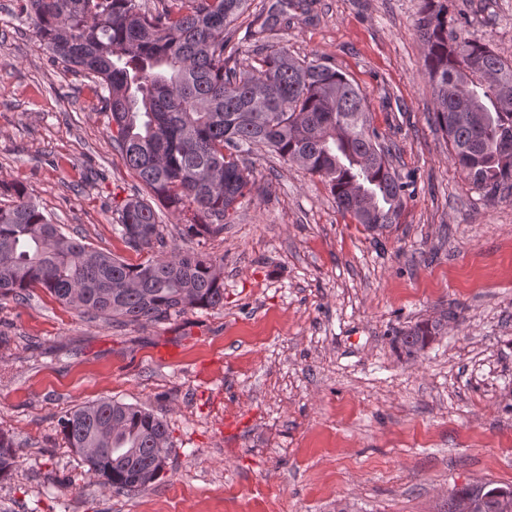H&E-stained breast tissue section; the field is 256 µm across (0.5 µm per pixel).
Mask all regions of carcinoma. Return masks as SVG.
I'll return each mask as SVG.
<instances>
[{
    "label": "carcinoma",
    "mask_w": 512,
    "mask_h": 512,
    "mask_svg": "<svg viewBox=\"0 0 512 512\" xmlns=\"http://www.w3.org/2000/svg\"><path fill=\"white\" fill-rule=\"evenodd\" d=\"M307 12L304 0H282L261 22L265 35ZM250 0H170L145 12L137 0H24L23 13L51 56L98 78L97 95L117 133L112 147L151 195L188 221L185 235L224 231L251 194V155L265 148L322 177L339 208L373 232L399 223L410 196L389 161L360 88L319 60L285 46L259 48L244 66L229 33ZM433 87L435 124L454 164L489 198L512 194V61L468 30L448 26L428 0L416 22ZM0 207V296L24 300L40 287L92 319L123 324L168 320L189 310L224 306V275L204 252L177 249L139 264L89 248L52 223L35 197L14 188ZM121 237L134 250L159 238L158 215L145 198L119 212ZM442 320L399 333L409 357L441 335ZM73 448L104 484L135 492L151 486L171 452L166 422L154 411L117 400L85 404L60 417ZM13 440L0 433V478L15 467ZM512 489L462 487L474 512H499Z\"/></svg>",
    "instance_id": "obj_1"
}]
</instances>
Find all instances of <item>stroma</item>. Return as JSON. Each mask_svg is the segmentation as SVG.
I'll list each match as a JSON object with an SVG mask.
<instances>
[{
  "mask_svg": "<svg viewBox=\"0 0 512 512\" xmlns=\"http://www.w3.org/2000/svg\"><path fill=\"white\" fill-rule=\"evenodd\" d=\"M512 60V0H438ZM424 0H311L271 34L365 93L416 190L367 231L327 183L263 150L222 233L188 238L155 203L163 252L224 263V304L146 324L81 315L43 289L0 298V431L17 464L0 512H441L453 488L512 487V195L470 185L434 126L415 26ZM0 0V206L14 186L91 248L138 264L117 233L143 186L112 147L94 77L54 61ZM447 317L416 359L395 330ZM101 399L166 419L161 479L100 484L58 424Z\"/></svg>",
  "mask_w": 512,
  "mask_h": 512,
  "instance_id": "obj_1",
  "label": "stroma"
}]
</instances>
